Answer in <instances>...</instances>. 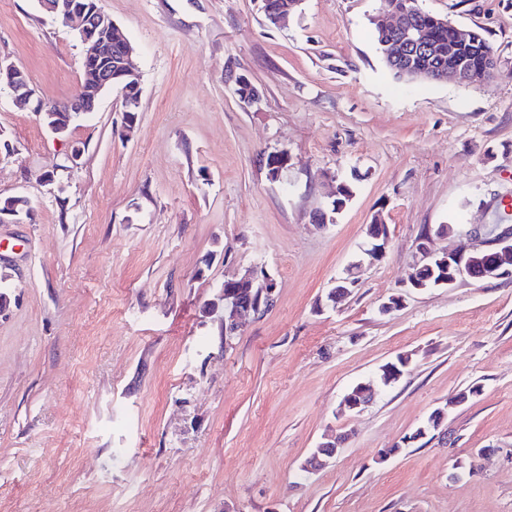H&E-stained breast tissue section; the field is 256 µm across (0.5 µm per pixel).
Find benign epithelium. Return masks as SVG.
Instances as JSON below:
<instances>
[{
  "label": "benign epithelium",
  "mask_w": 512,
  "mask_h": 512,
  "mask_svg": "<svg viewBox=\"0 0 512 512\" xmlns=\"http://www.w3.org/2000/svg\"><path fill=\"white\" fill-rule=\"evenodd\" d=\"M302 0H295L297 7ZM40 6L56 18H63L76 31L83 46L82 67L84 71L81 95L60 107L36 101L33 111L55 134L64 135L71 122L87 113L94 112L98 100L107 90H119L125 112V131L131 133L136 122L141 100L140 82L132 68L130 59L134 52L131 43L123 36L112 19L96 5L94 0H40ZM291 6V7H293ZM288 5L273 7L264 0V11L274 25L284 24L292 14ZM421 12L391 8L392 20L378 24L384 43V59L389 68L398 71L409 81L429 82L453 81L470 86L479 81L468 61L457 54L460 44L475 43L473 33L467 29L453 27L454 41L448 43V55L436 50L429 30L417 17ZM7 85L17 102L30 103L34 91L27 82L23 70L16 64L0 59V85ZM270 176L275 181L283 179L288 170L289 157L284 152L270 154L266 160ZM491 249L461 244L448 250L433 247L432 236L419 237L416 250L419 260L408 278L406 287L413 290L425 288L427 276L434 275V268L446 270L438 287H452L463 278L497 279L512 275V226L492 225L487 230ZM391 244L388 225L381 218L368 225L365 254L383 257ZM358 282L350 278H338L330 290L337 301L349 295ZM277 281L271 275L249 269L242 275L233 276L228 283L219 286L218 299L223 302V315L219 317L224 344H229L242 327V319L249 312L259 313L274 306L277 300ZM376 392L369 389L361 398L345 395L341 405L350 411H359L368 406Z\"/></svg>",
  "instance_id": "obj_1"
}]
</instances>
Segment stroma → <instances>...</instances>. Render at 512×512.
<instances>
[{
  "label": "stroma",
  "mask_w": 512,
  "mask_h": 512,
  "mask_svg": "<svg viewBox=\"0 0 512 512\" xmlns=\"http://www.w3.org/2000/svg\"><path fill=\"white\" fill-rule=\"evenodd\" d=\"M419 3L484 35L491 84L397 79L384 0H304L281 29L262 0H100L136 48L129 137L118 91L62 137L0 87V199L32 207L0 223V512H512V278L404 288L421 233L453 225L435 244L454 247L512 199V0ZM0 58L38 99L82 91V46L38 0H0ZM339 177L354 196L316 229ZM377 214L392 242L370 260ZM251 267L277 301L223 345L204 308ZM331 431L344 447L304 472Z\"/></svg>",
  "instance_id": "obj_1"
}]
</instances>
